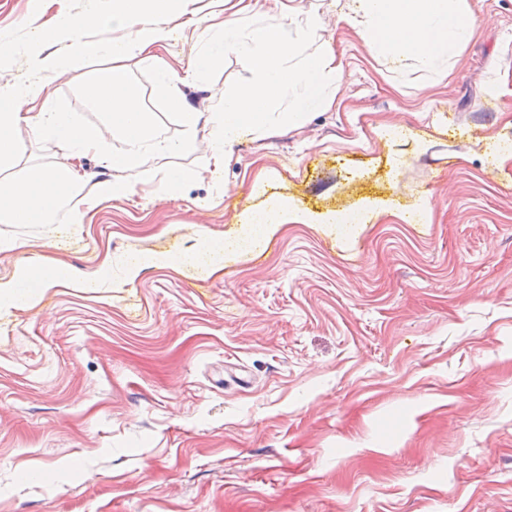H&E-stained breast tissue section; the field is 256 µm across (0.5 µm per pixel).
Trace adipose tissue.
<instances>
[{
    "label": "adipose tissue",
    "mask_w": 512,
    "mask_h": 512,
    "mask_svg": "<svg viewBox=\"0 0 512 512\" xmlns=\"http://www.w3.org/2000/svg\"><path fill=\"white\" fill-rule=\"evenodd\" d=\"M194 0H112L109 16L118 37L105 42L82 41L79 23L59 14L52 24L39 27L31 45L36 58L34 79L0 85V164L14 161L21 152L15 136L19 124H26L33 136L53 138L80 154L94 148L91 135L77 126L69 113L50 105L34 109L45 83L60 72L84 64L95 56L107 57L111 67L105 80L83 87L87 101L109 117L114 136L124 149L106 157L112 177L87 188L70 167L35 173L23 182L0 184V223L15 224L20 214L29 223H52L61 207H69L70 222L81 225L85 212L81 205L89 196L121 198L135 184L152 182L166 172L171 186H179L188 175L177 167L176 158L186 151L183 143L162 139L157 134L142 99L126 75V63L134 56L149 53L151 47L167 40L164 21L173 13L185 16V26L209 52L224 49L225 35L235 39L234 47L253 75L247 86L225 94L210 113L195 111L182 87L193 74H174L159 66L161 90L170 107L179 111L191 128L206 130V160L220 167L227 147L270 127L274 104L288 106L289 122L328 106L329 93L343 79L332 49H315L313 38L321 26L318 14L298 21L293 14L281 15L277 23L254 22L251 7L226 17L223 29L206 26ZM345 20L357 28L372 51L401 62L418 59L434 65L465 38L471 18L460 0H344ZM71 277L57 278L31 269H22L9 283H0V308L19 303L34 304L38 289L71 284Z\"/></svg>",
    "instance_id": "obj_1"
}]
</instances>
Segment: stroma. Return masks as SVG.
<instances>
[{
  "label": "stroma",
  "instance_id": "obj_1",
  "mask_svg": "<svg viewBox=\"0 0 512 512\" xmlns=\"http://www.w3.org/2000/svg\"><path fill=\"white\" fill-rule=\"evenodd\" d=\"M461 5L458 48L393 71L338 0H259L262 23L319 13L344 78L299 123L273 107L217 173L158 86L156 60L181 75L201 51L182 16L156 59L128 61L162 135L196 141L177 159L190 177L95 200L78 229L65 208L0 223V283L59 266L77 280L0 317V512H512V155L496 148L512 141V0ZM88 8L0 0L6 81L33 73L36 18ZM108 71L92 58L44 92L98 149L76 158L22 127L0 179L111 178L101 157L124 144L82 93ZM251 80L228 40L183 92L211 112ZM278 200L309 222L195 259ZM374 201L373 223L318 221ZM144 255L177 262L123 283Z\"/></svg>",
  "mask_w": 512,
  "mask_h": 512
}]
</instances>
